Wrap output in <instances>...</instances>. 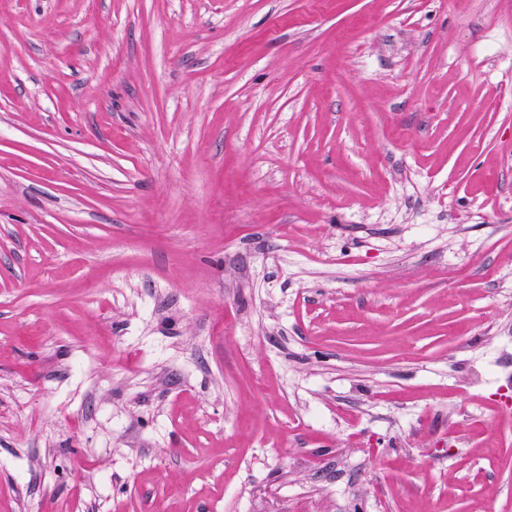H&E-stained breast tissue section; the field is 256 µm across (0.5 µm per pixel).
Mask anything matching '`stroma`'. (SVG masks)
<instances>
[{"instance_id": "1", "label": "stroma", "mask_w": 512, "mask_h": 512, "mask_svg": "<svg viewBox=\"0 0 512 512\" xmlns=\"http://www.w3.org/2000/svg\"><path fill=\"white\" fill-rule=\"evenodd\" d=\"M0 512H512V0H0Z\"/></svg>"}]
</instances>
